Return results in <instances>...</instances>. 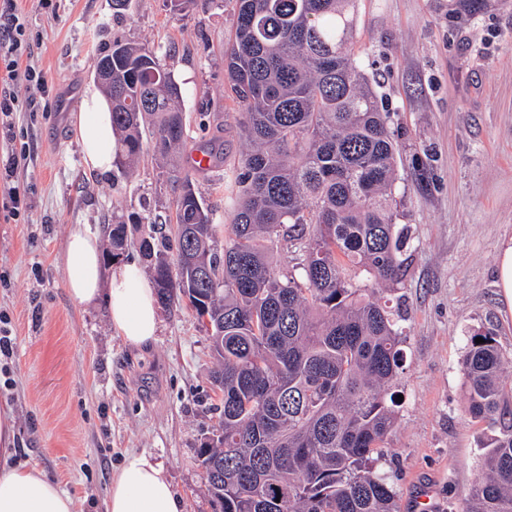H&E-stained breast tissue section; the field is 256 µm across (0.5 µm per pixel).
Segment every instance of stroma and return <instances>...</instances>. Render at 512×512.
I'll return each instance as SVG.
<instances>
[{
  "label": "stroma",
  "mask_w": 512,
  "mask_h": 512,
  "mask_svg": "<svg viewBox=\"0 0 512 512\" xmlns=\"http://www.w3.org/2000/svg\"><path fill=\"white\" fill-rule=\"evenodd\" d=\"M45 72L51 107L10 117L28 151L13 182L27 191L19 221L0 216V321L13 351L0 354V410L15 417L14 461L37 466L75 500V512H105L123 456L148 451L164 467L184 512H213L196 451L217 422L213 359L187 302L160 311L149 346L112 335L104 306L67 290L61 255L69 225L102 233L113 203L171 206L168 183L144 155L133 172L87 171L71 128L96 56L113 39L166 49L184 89L188 155L219 140L224 161L196 181L230 221L224 179L245 145L224 95V46L232 0L180 11L170 0H20ZM353 42L398 145L399 224L408 229L400 313L403 401L378 470L399 512H461L484 469L482 423L465 414L460 361L473 330L495 332L512 356V308L497 284L501 243L512 238V0H356Z\"/></svg>",
  "instance_id": "35a3bbf8"
}]
</instances>
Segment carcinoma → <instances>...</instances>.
Listing matches in <instances>:
<instances>
[{"label": "carcinoma", "instance_id": "1", "mask_svg": "<svg viewBox=\"0 0 512 512\" xmlns=\"http://www.w3.org/2000/svg\"><path fill=\"white\" fill-rule=\"evenodd\" d=\"M354 0H235L224 71L247 149L225 191L218 245L197 171L167 168L190 139L163 53L112 41L116 165L150 151L174 194L112 215L106 255L129 246L160 305L187 299L210 342L215 438L197 452L214 512H398L373 454L396 423L406 272L397 146L353 46ZM295 249L290 268L275 265ZM483 342H475L476 338ZM512 360L490 329L461 360L466 406L487 425L485 471L462 512H512Z\"/></svg>", "mask_w": 512, "mask_h": 512}]
</instances>
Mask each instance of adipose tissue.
Instances as JSON below:
<instances>
[{"label":"adipose tissue","mask_w":512,"mask_h":512,"mask_svg":"<svg viewBox=\"0 0 512 512\" xmlns=\"http://www.w3.org/2000/svg\"><path fill=\"white\" fill-rule=\"evenodd\" d=\"M72 128L89 171L106 173L119 150L107 98L85 89ZM71 297L82 304L106 299L111 332L132 347L154 342L159 332L156 292L138 262L104 265L98 235L86 225L69 229L63 251ZM14 420L0 411V512H74L72 497L35 467L11 466ZM106 512H183L163 466L146 451L125 455L106 493Z\"/></svg>","instance_id":"obj_1"}]
</instances>
